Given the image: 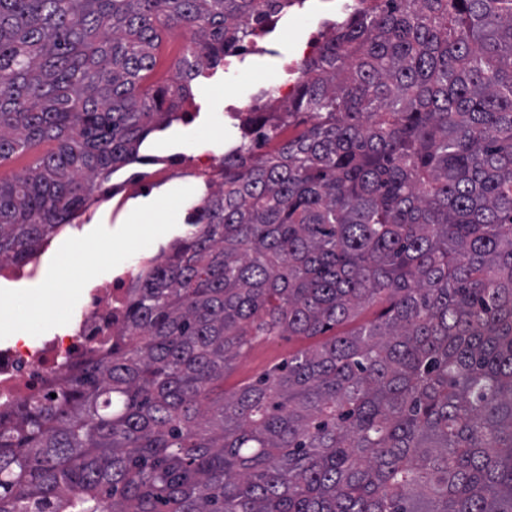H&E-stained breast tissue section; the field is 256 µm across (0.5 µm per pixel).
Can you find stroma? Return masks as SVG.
Wrapping results in <instances>:
<instances>
[{
    "mask_svg": "<svg viewBox=\"0 0 512 512\" xmlns=\"http://www.w3.org/2000/svg\"><path fill=\"white\" fill-rule=\"evenodd\" d=\"M341 11L340 0H305L303 5L286 9L278 20L273 21L272 31L267 36L268 42L275 47L274 53L261 58L246 56L234 59L232 73H225L220 68L201 79L195 101L189 108L190 120L172 123L167 129L155 132L148 147L149 154H177L186 158L204 150L220 153L225 145L237 143L248 116L242 108V100L260 96L264 82L272 80L286 64L300 57L308 36L323 34L327 22L335 20ZM188 38V33L180 29L161 31L156 51L157 63L145 79V86L153 88L170 81L174 63ZM228 84L234 85L233 94L225 93L224 87ZM191 186V193L174 204L169 203V188L163 185L130 198L120 212L112 214L104 211L96 216V223L104 225L107 230H121L126 227L131 212L141 213L145 231L126 242V253L122 259L112 258V241L108 235L91 240L81 230L68 238L74 246L75 255L87 258L96 268L107 266L115 272L136 264L159 245L168 244L176 236L182 235L186 213L200 204L206 192L203 180H193ZM156 208L168 214L167 222L158 227L154 226L152 219V211ZM61 258L59 250H52L41 260L40 276L9 285L8 289L0 291V296L14 301L11 314L0 322V344L18 336L31 340L47 338L68 329L72 320L79 315L87 293L83 287L78 288L74 301L67 309L48 314L36 310L46 279L55 278L61 287L69 283L68 272L60 264ZM315 344V339L303 336H277L244 349L224 373L225 392H233L241 385L256 380L288 357Z\"/></svg>",
    "mask_w": 512,
    "mask_h": 512,
    "instance_id": "obj_1",
    "label": "stroma"
}]
</instances>
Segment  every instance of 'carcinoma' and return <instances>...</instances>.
Listing matches in <instances>:
<instances>
[{"label":"carcinoma","instance_id":"1","mask_svg":"<svg viewBox=\"0 0 512 512\" xmlns=\"http://www.w3.org/2000/svg\"><path fill=\"white\" fill-rule=\"evenodd\" d=\"M298 2L0 0V163L57 144L0 180V260ZM162 28L191 40L143 91ZM187 226L107 349L0 412V512H512V0H358ZM377 302L224 395L255 340Z\"/></svg>","mask_w":512,"mask_h":512}]
</instances>
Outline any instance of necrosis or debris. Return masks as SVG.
I'll return each instance as SVG.
<instances>
[{
    "label": "necrosis or debris",
    "mask_w": 512,
    "mask_h": 512,
    "mask_svg": "<svg viewBox=\"0 0 512 512\" xmlns=\"http://www.w3.org/2000/svg\"><path fill=\"white\" fill-rule=\"evenodd\" d=\"M145 164L144 171L100 193L83 211V221L91 222L100 209L122 210L131 196L152 191L175 177L207 178L215 185L224 179V157L212 151L197 155L187 167L181 166L179 157L174 155L150 157ZM159 261V256H151L93 285L79 321L64 334L36 343L18 342L1 347L0 410L51 387L58 381L63 365H79L91 350L101 348L122 321L128 288L133 287L143 269Z\"/></svg>",
    "instance_id": "1"
}]
</instances>
